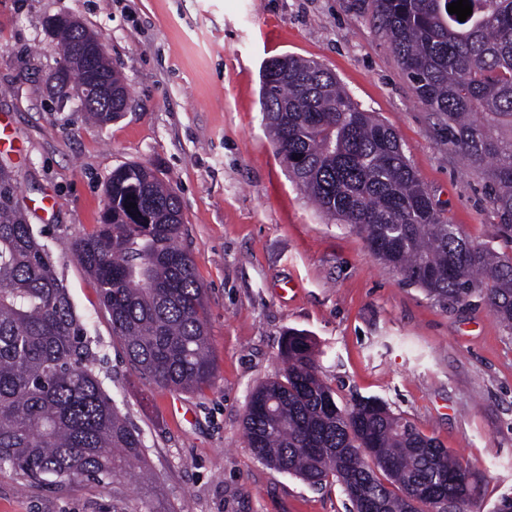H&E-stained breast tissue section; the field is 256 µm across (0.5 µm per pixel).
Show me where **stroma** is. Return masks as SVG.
<instances>
[{
  "label": "stroma",
  "mask_w": 512,
  "mask_h": 512,
  "mask_svg": "<svg viewBox=\"0 0 512 512\" xmlns=\"http://www.w3.org/2000/svg\"><path fill=\"white\" fill-rule=\"evenodd\" d=\"M82 22L102 41L131 99L107 124L78 98H52L58 60L46 22ZM283 55L332 71L361 110L397 134L449 223L512 250L481 176L379 31L373 0H0V161L69 289L101 361L105 390L143 436L161 512H350L341 485H311L262 464L243 419L252 392L283 369L288 330L306 332L338 404L380 399L482 479L464 512H495L512 494V334L480 298L444 304L384 266L365 238L328 220L292 181L265 127L263 61ZM156 169L184 215L179 246L205 292L215 375L190 392L141 376L70 251L95 230L112 170ZM0 470V512H121L107 485L60 494L21 488Z\"/></svg>",
  "instance_id": "1"
}]
</instances>
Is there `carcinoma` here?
<instances>
[{
	"instance_id": "cac0c4a2",
	"label": "carcinoma",
	"mask_w": 512,
	"mask_h": 512,
	"mask_svg": "<svg viewBox=\"0 0 512 512\" xmlns=\"http://www.w3.org/2000/svg\"><path fill=\"white\" fill-rule=\"evenodd\" d=\"M452 2L374 0V11L416 97L485 179L512 241V0H468L464 22L448 13ZM49 32L67 78L81 86L92 70L112 81V102L86 98L90 117L105 124L124 111L129 89L107 56L90 66L76 56L91 32L66 16L52 19ZM260 105L289 174L323 214L354 227L378 260L437 301L479 296L512 333V255L448 223L394 131L360 110L331 71L271 58ZM18 191L13 170L0 166V468L59 493L81 481L115 493L125 479L147 485L142 436L104 389ZM105 194L101 224L71 251L98 283L113 336L158 386L211 384L203 289L177 244L176 193L150 167L129 164L112 170ZM281 355L282 373L254 390L244 417L259 461L313 485L335 479L354 512H462L478 479L448 449L377 399L338 405L308 336L288 333Z\"/></svg>"
}]
</instances>
